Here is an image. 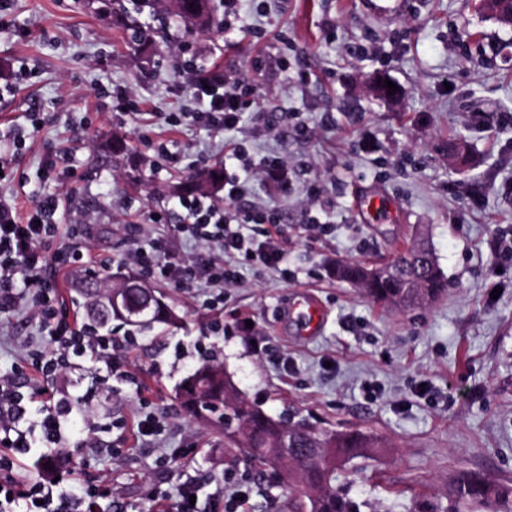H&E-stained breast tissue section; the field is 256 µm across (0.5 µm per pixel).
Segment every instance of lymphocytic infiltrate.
<instances>
[{
	"label": "lymphocytic infiltrate",
	"instance_id": "lymphocytic-infiltrate-1",
	"mask_svg": "<svg viewBox=\"0 0 512 512\" xmlns=\"http://www.w3.org/2000/svg\"><path fill=\"white\" fill-rule=\"evenodd\" d=\"M192 90L205 109L191 113V121L215 129L236 128L242 113L255 107L258 99L256 88L244 78L217 71L196 77ZM229 154L239 166L224 173L223 200L208 194L180 198L183 221L173 225L168 240L133 253L132 262L141 273L165 279L190 296L200 280L215 288L235 282L241 260L288 278L285 253L275 233L281 222L278 213L239 205L255 179L289 194L285 162L275 154L246 157L238 145ZM57 209V198L46 196L34 201L20 220L12 204L0 198V313L27 310L38 318L51 346L35 353L31 366L44 379L56 376L72 358H108L115 347L111 337L58 314L56 279L47 270L83 262L84 254L72 248L44 252ZM191 241L207 250L194 270L176 258L178 246ZM19 273L24 276L20 283L15 280ZM32 410L40 417L35 429L23 424ZM72 411L71 400L41 386L22 389L16 377L0 372V512H87L95 490H75L69 469L53 464L62 442V422ZM34 451L41 458L42 473L32 480L18 479L14 456Z\"/></svg>",
	"mask_w": 512,
	"mask_h": 512
}]
</instances>
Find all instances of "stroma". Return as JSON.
Returning <instances> with one entry per match:
<instances>
[{"label":"stroma","mask_w":512,"mask_h":512,"mask_svg":"<svg viewBox=\"0 0 512 512\" xmlns=\"http://www.w3.org/2000/svg\"><path fill=\"white\" fill-rule=\"evenodd\" d=\"M14 30L0 35V152L11 177L0 195L25 216L33 200L56 195V233L46 253L82 247L94 256L56 276L58 306L83 321L75 303L85 273L108 284L128 271L129 255L179 223V187L224 161L229 144L252 156L280 155L292 193L279 197L258 181L248 200L282 214L279 241L297 273L242 269L224 289L223 310L201 308L164 282L148 279L180 323L155 330L113 325L112 361L136 383L102 384L104 362L86 358L53 381L75 398L61 448L75 478L95 486L99 512H177L183 483L199 485L198 512H215L213 494L245 484L248 512H286L288 491L273 470H256L224 446L219 425L190 420L175 397L178 382L216 356L241 393L267 414L308 418L329 430L358 429L379 446L344 467L339 479L375 512H408L412 502L445 501L450 479L483 471L512 484V265L497 267L487 241L512 226V26L478 0H242L232 33L188 32L168 16L160 53L130 48L121 15L86 0H10ZM245 76L264 114L244 116L230 132L165 115L200 111L189 85L213 70ZM384 78L397 95L371 88ZM138 94L137 111L113 110L107 91ZM35 113L41 128L24 145L16 125ZM315 126L294 134L293 120ZM125 140L113 156L110 141ZM463 141L459 168L450 142ZM176 153L160 162L159 145ZM56 176L38 180L47 154ZM320 180L331 201L328 236L305 230V186ZM386 202L392 218L375 222L355 210L358 193ZM161 214L163 223L151 222ZM139 224L142 234L128 227ZM431 243L448 279L437 300L413 310L384 308L328 270L340 261L383 264L418 236ZM319 301L315 333L283 330L280 313L299 297ZM47 346L37 319L0 314V371L21 365L19 341ZM163 424L159 441L141 437V414ZM112 443L100 456L85 440ZM182 449L167 465L157 444Z\"/></svg>","instance_id":"stroma-1"}]
</instances>
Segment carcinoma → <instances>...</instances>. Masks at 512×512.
<instances>
[{
	"label": "carcinoma",
	"mask_w": 512,
	"mask_h": 512,
	"mask_svg": "<svg viewBox=\"0 0 512 512\" xmlns=\"http://www.w3.org/2000/svg\"><path fill=\"white\" fill-rule=\"evenodd\" d=\"M107 7L123 15L131 42L142 45L144 33L139 15L144 10L165 18L175 11L183 23L200 31H208L217 21L214 0H102ZM222 169L215 166L201 171L197 180L185 187L201 190L217 182ZM423 256L414 247L402 250L389 262L400 275L379 272L367 281L360 270L364 264L352 262L334 273V278L363 290L365 296L384 307L409 308L432 301L448 288L433 249L422 247ZM121 305H112V292L81 285L82 306L96 328L120 321L129 325L159 323L174 326L179 318L162 296H153L145 304L146 288L137 277L119 273ZM175 397L185 413L208 423L206 414L213 408L230 405L237 416L235 424L224 426V443L250 461L274 466L279 463L282 448L300 464L283 467V482L288 487V512H362L368 504L350 494L348 488L336 485L338 472L355 459L366 457L374 447L370 437L358 430L329 431L305 419L285 422L266 414L238 391L232 378L218 362H205L185 376L175 390ZM433 512H512V486L503 485L481 471H470L457 477L448 489L447 505Z\"/></svg>",
	"instance_id": "obj_1"
}]
</instances>
